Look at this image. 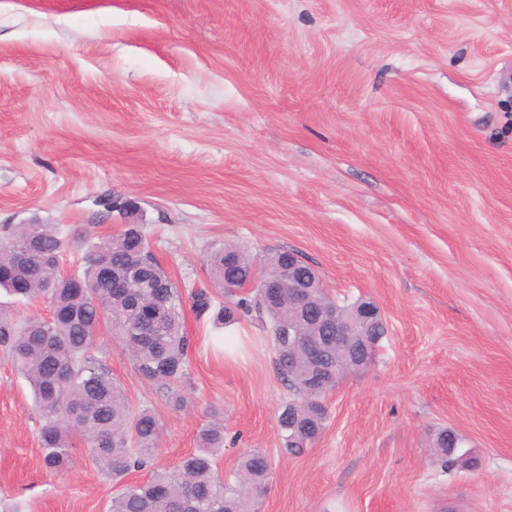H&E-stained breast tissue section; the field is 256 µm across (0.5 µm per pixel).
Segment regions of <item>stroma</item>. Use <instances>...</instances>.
Returning a JSON list of instances; mask_svg holds the SVG:
<instances>
[{
  "mask_svg": "<svg viewBox=\"0 0 512 512\" xmlns=\"http://www.w3.org/2000/svg\"><path fill=\"white\" fill-rule=\"evenodd\" d=\"M105 196L134 212L105 213ZM57 224L60 259L143 224L182 292L232 244L300 255L342 304L389 324L373 364L288 453L293 394L256 315L198 346L174 408L108 327L100 356L160 432L155 463L196 450L218 406L221 475L270 463L256 512H512V0H7L0 7V228ZM42 417L0 351V502L108 512L84 445L43 466ZM472 464L441 467L442 430Z\"/></svg>",
  "mask_w": 512,
  "mask_h": 512,
  "instance_id": "35a3bbf8",
  "label": "stroma"
}]
</instances>
